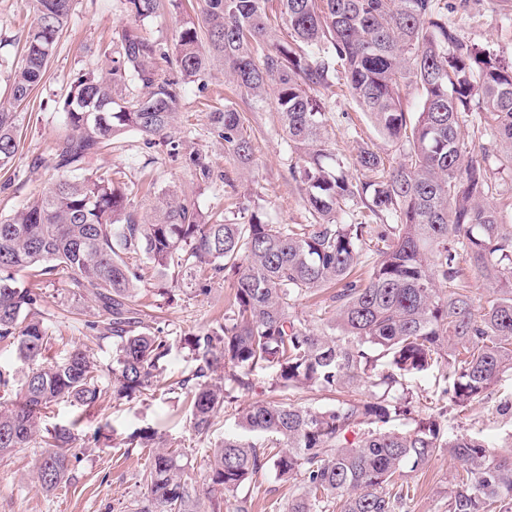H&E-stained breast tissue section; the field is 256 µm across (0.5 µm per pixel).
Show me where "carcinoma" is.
<instances>
[{"instance_id": "cac0c4a2", "label": "carcinoma", "mask_w": 512, "mask_h": 512, "mask_svg": "<svg viewBox=\"0 0 512 512\" xmlns=\"http://www.w3.org/2000/svg\"><path fill=\"white\" fill-rule=\"evenodd\" d=\"M275 2L287 38L269 35ZM138 22L154 17L162 0H126ZM73 0H30L35 15L11 97L0 102V170L19 147L18 108L41 82L66 30ZM442 0H207L198 20L184 22L177 64L183 79L211 62L256 104L275 87L274 108L295 154L293 173L305 186L309 224H271L255 210L241 221L207 216L172 195L149 220L138 216L132 190L90 171L102 145L129 131L152 143H174L178 82L157 77L159 44L135 28L118 34L101 74L79 75L60 110L70 133L53 167L68 174L14 215L0 217V345L23 363L11 406H0V458L40 441L47 447L36 471L44 490L68 481L74 429L39 427L53 402L68 398L92 408L109 398L131 401L171 389L157 379L172 350L169 338L145 325L134 297L142 266L160 277L184 269L211 281L232 276L223 321L179 337L197 361L178 381L190 396L189 423L198 436L233 411L238 431L207 455L209 484L185 475L184 452L152 428L138 434L148 449L141 473L147 496L138 512H216V491H238L272 467L276 479L297 483L282 512H397L409 499L408 473L441 451L462 464L448 512H512V449L498 452L473 438L448 439L433 418L412 428L404 388L411 374L448 367L437 402L465 407L488 397L498 374L512 370V225L489 202V146L465 141L463 127L490 131L500 169L512 170V62L471 47L448 26ZM342 76L378 131L402 142L403 158L386 169L366 146L355 180L327 148L325 102L317 96ZM407 84L422 92L412 114L402 105ZM213 131L240 164L253 158L243 113L233 105L210 113ZM356 213L346 224L339 216ZM373 243L364 261L363 246ZM473 265L491 294L480 312L462 279ZM365 280L352 279L361 265ZM41 268L61 274L89 296L100 319L92 327L115 345L112 377L102 381L79 347L62 364L42 359L51 333L39 318V289L18 278ZM336 291L321 308V328L291 313L299 299ZM272 370L270 388L344 391L370 398L329 408L292 399L233 405L232 391L253 389L251 374Z\"/></svg>"}]
</instances>
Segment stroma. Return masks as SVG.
<instances>
[{
  "label": "stroma",
  "mask_w": 512,
  "mask_h": 512,
  "mask_svg": "<svg viewBox=\"0 0 512 512\" xmlns=\"http://www.w3.org/2000/svg\"><path fill=\"white\" fill-rule=\"evenodd\" d=\"M448 23L461 40L479 49H492L512 60V0H447ZM34 19L27 0H0V97H6L9 77L22 60V47ZM185 14L167 9L145 22L144 32L157 40L162 54L156 59L160 78L180 79L176 44ZM124 0H74L68 28L51 58L42 83L27 105L22 106V139L14 164L0 173V215L9 216L30 197L46 190L58 177L51 158L67 128L58 108L77 74L99 70L104 51L122 28L133 26ZM178 125L183 134L177 147L163 142L146 144L137 133L128 132L96 155L94 171L110 175L122 171L125 183L137 194L134 207L149 216L159 201L176 194L196 211H220L225 221L235 222L245 207L258 208L277 224H306L311 215L302 184L292 173L293 154L287 145L279 116L271 103L249 104L224 76L223 64H215L194 80H180ZM327 104L328 147L345 163H353L359 148L367 146L387 164L400 161L399 145L384 138L349 94L342 80L321 89ZM233 103L245 117L244 128L254 146L253 161L241 166L224 150V142L212 130L209 114ZM211 170L201 178L191 158ZM196 280L185 276L174 284L175 298L159 305L153 285H145L136 304L146 313L151 328L162 329L170 339L198 332L222 318L232 290L224 281L212 284L208 294H196ZM43 301L39 308L53 331L49 360L64 361L74 348L87 351L102 378H109L115 347L98 339L88 329L98 310L87 297L74 294L64 278L41 279ZM414 400V415L437 414L435 400L443 385L440 371L408 376L404 382ZM512 399V371L502 372L491 399L467 408L449 406L443 424L449 436H466L501 447L512 441V412L502 410L501 401ZM183 390L156 392L133 401L104 402L87 409L63 399L43 415L44 425L73 426L77 435L71 481L47 492L35 479L41 457L39 444L16 449L0 459V512H135L146 489L140 474L146 455L129 449L131 435L145 428L157 429L165 439L186 449V474L199 485L206 484V454L209 448L235 431L236 419H215L207 436L195 435L185 412ZM458 462L439 453L408 480L416 488L403 512H448V496L459 470ZM295 490L293 483L275 479L270 470L256 474L243 493L250 512H278Z\"/></svg>",
  "instance_id": "1"
}]
</instances>
